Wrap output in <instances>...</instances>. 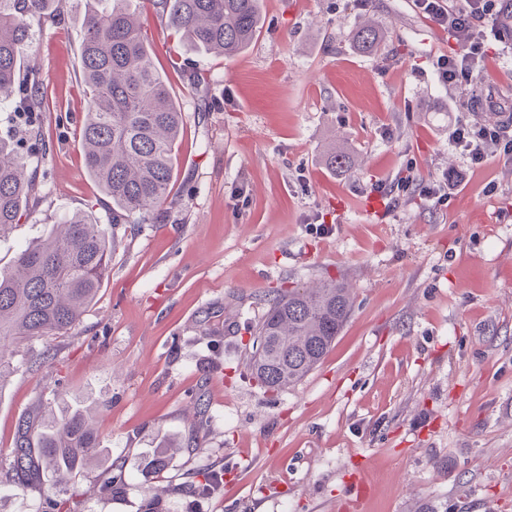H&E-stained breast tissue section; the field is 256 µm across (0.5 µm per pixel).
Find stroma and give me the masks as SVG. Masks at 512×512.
Returning <instances> with one entry per match:
<instances>
[{"instance_id":"35a3bbf8","label":"stroma","mask_w":512,"mask_h":512,"mask_svg":"<svg viewBox=\"0 0 512 512\" xmlns=\"http://www.w3.org/2000/svg\"><path fill=\"white\" fill-rule=\"evenodd\" d=\"M85 0L35 28L38 196L0 236V265L75 211L114 234L103 285L68 334L25 341L0 387V482L20 417L80 399L104 455L73 471L83 512H337L368 461L367 512H512V169L469 167L448 143L455 99L512 101V56L443 88L448 40L412 0H262L261 35L225 59L189 49L145 6L159 70L183 113L162 218L116 224L79 134ZM369 20L374 55L348 33ZM66 122H58L61 114ZM355 160L325 163L329 147ZM462 177L446 204L394 198L399 179ZM496 181L494 196L484 187ZM333 278L354 307L333 348L294 387L249 378V327L273 288ZM206 413L196 418L197 400ZM162 454L163 470L147 468ZM121 467L118 493L99 487ZM215 492H186L198 471ZM53 474L0 489V512H50Z\"/></svg>"}]
</instances>
